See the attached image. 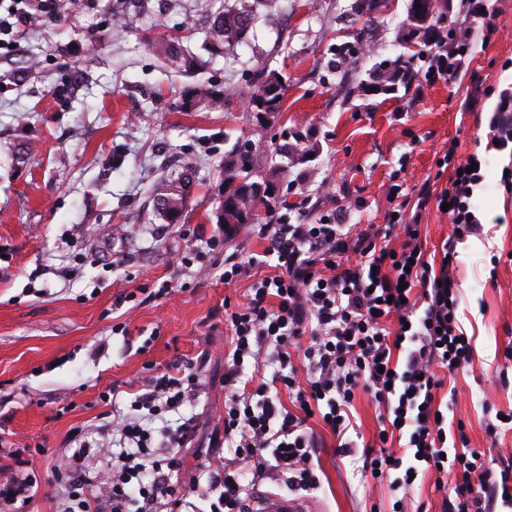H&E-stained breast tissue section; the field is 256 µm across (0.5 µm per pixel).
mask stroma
I'll return each mask as SVG.
<instances>
[{
    "label": "stroma",
    "instance_id": "1",
    "mask_svg": "<svg viewBox=\"0 0 512 512\" xmlns=\"http://www.w3.org/2000/svg\"><path fill=\"white\" fill-rule=\"evenodd\" d=\"M202 0H131L115 20L109 0H68L67 14L37 19L0 50V464L30 444L37 485L22 512H58L54 472L85 441L109 459L104 425L129 409L128 382L147 365L200 361L204 387L154 434L191 421L180 481L208 483L206 460H221L224 337L210 312L245 303L250 286L220 281L224 252H261L257 239L221 238L216 212L226 169L249 143L253 178L271 183L274 202L316 195L309 221L352 201L344 223L381 224L394 176L407 186H447L437 161L457 141L478 154L483 178L471 205L479 233L454 243L457 319L474 355L454 376L453 416L492 468L512 464V191L502 176L512 152L494 148L490 118L512 88V0H496V29L472 49L458 81L415 90H370L372 69L423 49L407 22L411 0H270L246 41L207 51ZM207 62L204 81L224 91V109L179 108L188 78L169 73L150 49L164 32ZM276 74L279 111L257 112L249 95ZM189 166L196 184L176 224L155 199L166 176ZM191 258L183 266V258ZM172 291L158 295L163 281ZM116 405L102 402L111 387ZM321 485L309 492L320 512H390L388 484L337 454V439L315 426ZM427 471L404 497L405 512H442L451 487Z\"/></svg>",
    "mask_w": 512,
    "mask_h": 512
}]
</instances>
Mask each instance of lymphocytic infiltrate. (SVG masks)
Here are the masks:
<instances>
[{"mask_svg": "<svg viewBox=\"0 0 512 512\" xmlns=\"http://www.w3.org/2000/svg\"><path fill=\"white\" fill-rule=\"evenodd\" d=\"M492 16L490 0H469L467 24L447 36L435 32L422 52L426 70H407L406 80L430 85L466 72L473 44L487 35ZM441 161L451 172L441 191L423 183L411 202L402 184L390 186L384 226L351 232L340 222V204L315 224L247 225L245 234L265 241L264 250L245 258L225 255L222 280L251 282L247 304L227 301L210 315L229 339L224 382L232 393L224 401V441L239 462L270 452L275 476L293 488L318 489L317 442L308 422L317 417L334 435L345 434L355 396L363 391L381 410L379 431L363 448L348 441L340 450L361 455L373 479L406 490L432 470L452 482L450 512H494L496 504H512V468L493 470L470 448L464 424L443 418L444 382L437 371L472 365L473 349L457 321L452 248L443 246L440 261L427 260L418 220L406 212L443 206L454 238L477 233L470 199L482 174L459 159L453 144ZM268 265L273 273H265ZM262 356L275 372L253 384L243 381L245 359ZM200 387L191 370L171 367L150 375L129 412L112 422L120 450L102 467L97 486L81 473L85 450L58 467L63 512H180L190 492L210 500V512H243L238 470L217 464L205 487L194 479L184 486L173 482L192 424L157 441L141 423L142 416L177 410Z\"/></svg>", "mask_w": 512, "mask_h": 512, "instance_id": "1", "label": "lymphocytic infiltrate"}]
</instances>
